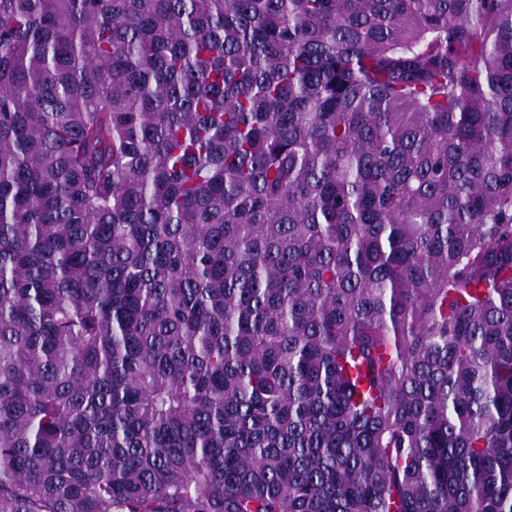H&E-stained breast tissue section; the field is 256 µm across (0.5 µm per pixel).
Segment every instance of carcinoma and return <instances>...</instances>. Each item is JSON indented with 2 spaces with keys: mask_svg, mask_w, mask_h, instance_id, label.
Wrapping results in <instances>:
<instances>
[{
  "mask_svg": "<svg viewBox=\"0 0 512 512\" xmlns=\"http://www.w3.org/2000/svg\"><path fill=\"white\" fill-rule=\"evenodd\" d=\"M0 512H512V0H0Z\"/></svg>",
  "mask_w": 512,
  "mask_h": 512,
  "instance_id": "cac0c4a2",
  "label": "carcinoma"
}]
</instances>
